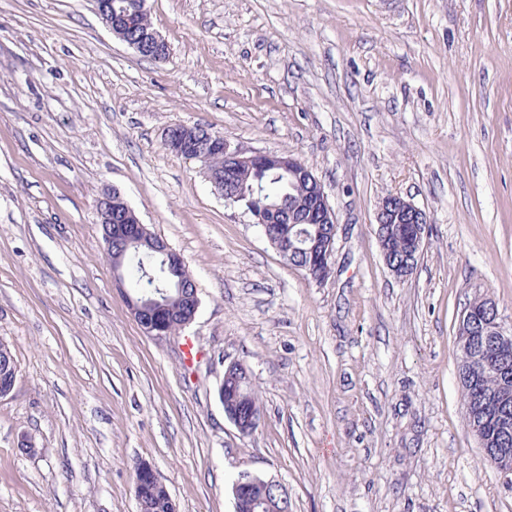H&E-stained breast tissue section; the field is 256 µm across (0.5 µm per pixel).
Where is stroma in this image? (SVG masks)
<instances>
[{"mask_svg":"<svg viewBox=\"0 0 512 512\" xmlns=\"http://www.w3.org/2000/svg\"><path fill=\"white\" fill-rule=\"evenodd\" d=\"M147 6L162 63L92 0H0V341L17 364L0 512H139L141 462L177 512H234L243 470L279 479L291 512H512L457 378L470 301L512 325V0ZM178 123L312 169L339 224L328 279L164 147ZM107 188L184 257L201 304L183 334L144 335L115 288ZM389 194L431 217L404 280L374 233ZM233 361L263 410L246 437L218 397Z\"/></svg>","mask_w":512,"mask_h":512,"instance_id":"stroma-1","label":"stroma"}]
</instances>
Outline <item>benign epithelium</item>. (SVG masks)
<instances>
[{
    "instance_id": "1",
    "label": "benign epithelium",
    "mask_w": 512,
    "mask_h": 512,
    "mask_svg": "<svg viewBox=\"0 0 512 512\" xmlns=\"http://www.w3.org/2000/svg\"><path fill=\"white\" fill-rule=\"evenodd\" d=\"M95 5L99 19L113 36L139 55L151 51L157 61L167 59L169 50L165 39L155 29L141 22L147 13L146 0H135L132 10L121 13L112 11V0H95ZM164 144L171 152L199 162L215 191L224 196L226 205L245 208L257 224H293L295 219L288 214L278 213V207L266 202L267 193L260 184L241 193L226 191L225 176L209 169L212 156L224 154V161L230 168H263L291 173L308 187L305 209L307 223L337 224L336 213L329 204L321 181L307 165L290 155L260 151L247 153L240 148L230 147L224 135L219 133H211L201 139L194 127L185 124L168 127ZM97 213L99 223L107 228V245H112L114 241H125L132 246L144 244L163 257L170 271H179L185 265L183 257L166 241L148 236L146 225L140 222L131 207L124 210L112 209V192L108 191L98 198ZM429 223L430 216L425 210L399 194L385 196L377 207L376 224L379 226ZM269 243L285 260L294 253L305 252L324 263L333 257L336 238L313 240L298 230L291 239H271ZM423 246L424 235L419 231L408 241L405 261L397 278L404 280L412 275ZM112 272L116 286L124 294L131 314L145 335L157 339L167 338L174 333V329L182 330L194 322L199 309L198 292L190 295L185 289L177 288L176 296L189 300L191 309L179 315L164 316L152 296L145 292H134L127 287L123 261L114 263ZM461 327L464 341L460 343V349L468 352L471 364L479 367L493 363L499 367L500 372V383L492 392L483 391L477 377L465 374V383L480 392L483 398V404L474 416L472 431L475 432V439L481 443L483 454L493 460L496 469L507 476L512 475V447L507 443L512 436V327L505 326L495 301L490 298L482 299L480 307L466 311L461 318ZM224 377L234 379L247 389L252 388L250 374L241 363H229ZM226 417L242 436L251 434L258 425V420L252 416L228 413ZM492 440L500 442L501 447H487ZM148 482L158 484L160 480L150 464L141 462L137 466L135 488ZM254 484L264 487V496L251 502L249 492ZM233 497L236 509L246 501L250 512H290L288 490L280 480L273 477L263 479L247 471L241 472L233 483Z\"/></svg>"
}]
</instances>
